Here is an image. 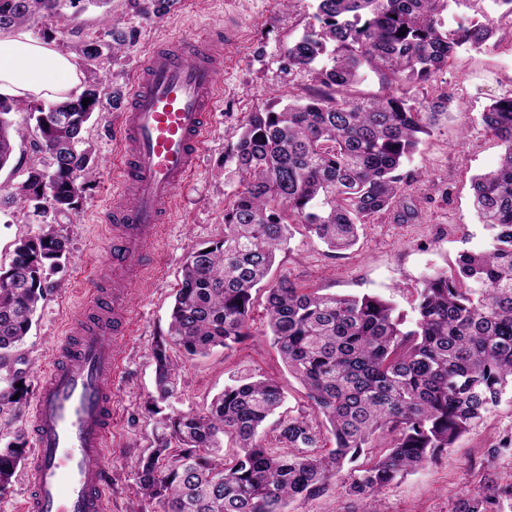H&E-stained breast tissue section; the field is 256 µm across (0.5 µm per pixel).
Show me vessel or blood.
<instances>
[{"instance_id": "vessel-or-blood-1", "label": "vessel or blood", "mask_w": 512, "mask_h": 512, "mask_svg": "<svg viewBox=\"0 0 512 512\" xmlns=\"http://www.w3.org/2000/svg\"><path fill=\"white\" fill-rule=\"evenodd\" d=\"M224 73L221 37L153 45L119 122L112 272L96 281L40 384L30 421L22 512H103L112 382L134 315L129 284L146 267L175 193L203 150Z\"/></svg>"}]
</instances>
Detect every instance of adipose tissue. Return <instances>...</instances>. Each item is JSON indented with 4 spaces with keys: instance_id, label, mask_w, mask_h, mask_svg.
Instances as JSON below:
<instances>
[{
    "instance_id": "1",
    "label": "adipose tissue",
    "mask_w": 512,
    "mask_h": 512,
    "mask_svg": "<svg viewBox=\"0 0 512 512\" xmlns=\"http://www.w3.org/2000/svg\"><path fill=\"white\" fill-rule=\"evenodd\" d=\"M76 66L50 42L23 31L0 37V96L17 100L68 98Z\"/></svg>"
}]
</instances>
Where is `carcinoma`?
I'll use <instances>...</instances> for the list:
<instances>
[{
	"instance_id": "1",
	"label": "carcinoma",
	"mask_w": 512,
	"mask_h": 512,
	"mask_svg": "<svg viewBox=\"0 0 512 512\" xmlns=\"http://www.w3.org/2000/svg\"><path fill=\"white\" fill-rule=\"evenodd\" d=\"M83 0H0V32L31 23L55 38L71 18L65 6ZM160 16L177 0H133ZM314 22L288 46L290 64L322 90L303 103L248 113L227 160L242 190L224 210V237L193 250L182 267L167 335L151 349L160 415L155 448L137 465L139 493L159 512H288L290 503L324 494L344 465L387 439L384 449L353 469L348 495H378L398 475L418 469L477 424L512 381V89L483 111L480 121L505 150L497 167L473 179V205L491 231L489 244L459 255L455 268L424 280L412 320L378 294L307 292L284 276L268 282L277 252L301 225L333 251L356 244L358 229L405 202L401 169L448 117L453 98H419L415 90L464 45H489L490 15L512 19V0H314ZM482 17L446 27L450 3ZM111 42L80 49L90 68L107 49L117 54L134 31L114 27ZM385 87L377 96L345 89L365 69ZM88 105H82L84 99ZM102 104L101 81L89 74L83 90L48 112L38 104L0 97V169L12 163L24 132L8 115L26 107L35 119L34 151L52 171L31 168L10 202L69 215L95 174L85 125ZM55 222L20 240L9 266L0 267V367L29 333L47 269L68 252ZM266 289L265 317L282 361L297 378L335 447L317 453L319 433L304 412L280 416L276 446L260 434L285 402L272 378L241 375L201 413H162L180 365L171 355L206 356L231 349L251 332L253 292ZM24 396L18 379L0 386V412ZM235 450L224 451V439ZM24 448H0V496L9 492ZM512 484L492 479L462 494L452 512H502Z\"/></svg>"
}]
</instances>
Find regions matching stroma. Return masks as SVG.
<instances>
[{
	"label": "stroma",
	"mask_w": 512,
	"mask_h": 512,
	"mask_svg": "<svg viewBox=\"0 0 512 512\" xmlns=\"http://www.w3.org/2000/svg\"><path fill=\"white\" fill-rule=\"evenodd\" d=\"M312 0H178L170 13L147 18L131 0H84L74 21L76 35L54 39L59 51L78 56L83 41L105 40V20L134 30L133 43L121 60L103 54L94 63L105 91H128L149 45L160 40L196 38L234 32L224 44V90L217 102L206 146L190 184L179 190L172 218L162 229L153 266L145 278L134 280L135 312L130 333L121 347L123 370L116 379L112 404L110 481L104 512H152L138 492L136 469L154 445L155 418L146 402L155 387L150 350L168 328L174 294L180 286L187 255L224 234V210L240 185L224 161L237 141L249 112L275 96L303 102L317 85L290 65L289 45L312 20ZM496 47H462L447 70L438 72L434 87L454 95L460 108L451 112L424 137L405 162L406 190L416 220H399L397 210L365 224L356 246L342 252L328 249L301 225L278 252L271 279L288 276L298 287L324 293H374L391 299L411 313L425 278L453 267L459 253L482 247L489 232L472 206V180L494 169L503 145L479 121L486 105L512 87V24L496 21ZM118 110L102 104L84 137L98 163L96 174L79 207L59 228L69 239L67 257L50 271L45 298L38 306L24 343L0 368V381L21 373L28 386L25 401L0 414V448L11 441L30 446L29 413L38 379L52 349L66 333L69 318L88 298L90 286L112 263V225L106 205L116 187L112 175L117 143ZM43 215L18 205H0V266H8L18 240L38 233ZM265 293L254 302L252 335L230 350L183 361L180 381L169 400L172 412H198L243 373L276 379L285 391L290 413L310 411L302 385L291 376L273 346L263 309ZM512 391H506L483 421L451 448L422 468L398 477L378 496L347 495L349 471L337 473L322 496L299 500L290 512H451L457 498L484 479L512 483Z\"/></svg>",
	"instance_id": "stroma-1"
}]
</instances>
